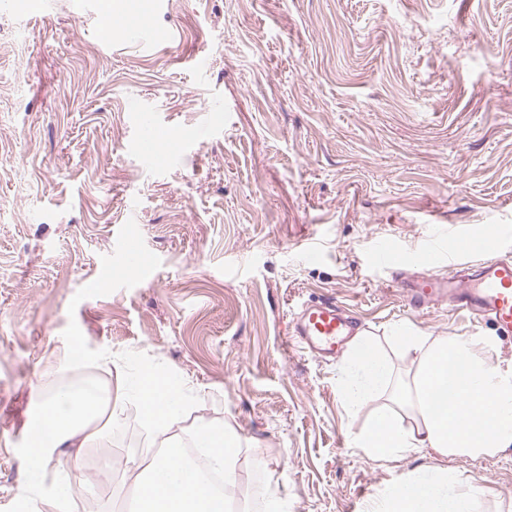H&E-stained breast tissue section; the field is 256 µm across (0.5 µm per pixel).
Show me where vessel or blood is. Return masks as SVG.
<instances>
[{
    "label": "vessel or blood",
    "mask_w": 512,
    "mask_h": 512,
    "mask_svg": "<svg viewBox=\"0 0 512 512\" xmlns=\"http://www.w3.org/2000/svg\"><path fill=\"white\" fill-rule=\"evenodd\" d=\"M135 124L134 148L140 159L153 167L175 162L172 154L159 157L157 146L166 133L151 114L137 113ZM511 238L512 226L506 224L452 225L439 229L420 246L424 270L410 271L408 255L383 241L376 243L370 259L392 274L410 313L444 304L449 311L491 322L508 337L512 335V248L504 242ZM120 251L131 269L153 264L137 235H125ZM359 330V320L327 298L301 305L292 339L301 350L329 359Z\"/></svg>",
    "instance_id": "1"
}]
</instances>
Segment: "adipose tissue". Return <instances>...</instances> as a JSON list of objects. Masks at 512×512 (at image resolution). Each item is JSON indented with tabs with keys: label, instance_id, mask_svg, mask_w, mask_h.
I'll list each match as a JSON object with an SVG mask.
<instances>
[{
	"label": "adipose tissue",
	"instance_id": "obj_1",
	"mask_svg": "<svg viewBox=\"0 0 512 512\" xmlns=\"http://www.w3.org/2000/svg\"><path fill=\"white\" fill-rule=\"evenodd\" d=\"M391 339L414 355L406 381L393 384V369L371 337L353 338L341 368L339 390L351 410L368 404L386 388L394 401L413 412L403 423L394 409L374 414L370 425L356 434L355 445L373 461H392L429 448L443 456H489L512 446V376L501 373L464 336H426L408 324L392 329ZM38 407L27 426L22 456L26 481L18 496L38 500L45 512H63L66 489L46 483L53 460L76 458L124 415L128 404L148 425L168 429L193 397L175 377L148 368L131 375L115 372V383L100 387L54 384L38 391ZM242 452L230 430L201 422L189 440L171 436L154 457L141 458L136 512H224L232 497V476ZM171 472V482L156 485L159 470ZM367 512H475L472 495L456 492L448 472L426 467L389 485L370 500Z\"/></svg>",
	"mask_w": 512,
	"mask_h": 512
}]
</instances>
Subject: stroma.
Returning a JSON list of instances; mask_svg holds the SVG:
<instances>
[{"label": "stroma", "mask_w": 512, "mask_h": 512, "mask_svg": "<svg viewBox=\"0 0 512 512\" xmlns=\"http://www.w3.org/2000/svg\"><path fill=\"white\" fill-rule=\"evenodd\" d=\"M169 40L104 34L102 0L0 4V512H19L34 387L81 348L126 369L149 363L197 389L177 425L235 431L234 498L261 512H365L394 480L440 464L476 512H512V447L481 457L431 449L374 462L355 435L340 360L290 346L291 317L329 296L394 368L413 357L393 326L466 336L512 373V340L447 308L407 315L376 241L411 248L439 224L512 225V0H128ZM208 55L207 74L191 65ZM166 150L203 119L211 136L177 165L145 166L134 115ZM135 230L153 268L106 278ZM316 238L322 256L296 249ZM137 424L48 468L70 479L67 512H123L133 460L162 437Z\"/></svg>", "instance_id": "35a3bbf8"}]
</instances>
